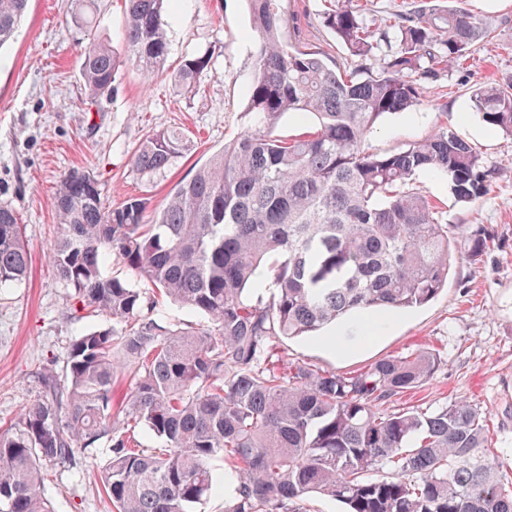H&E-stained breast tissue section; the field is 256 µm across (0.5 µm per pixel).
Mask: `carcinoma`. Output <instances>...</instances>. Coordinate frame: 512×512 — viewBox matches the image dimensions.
I'll return each instance as SVG.
<instances>
[{
	"instance_id": "cac0c4a2",
	"label": "carcinoma",
	"mask_w": 512,
	"mask_h": 512,
	"mask_svg": "<svg viewBox=\"0 0 512 512\" xmlns=\"http://www.w3.org/2000/svg\"><path fill=\"white\" fill-rule=\"evenodd\" d=\"M415 0L393 31L370 27L354 0H335L324 23L350 56L372 61L360 79L296 40L283 0H247L258 48L247 110L264 126L285 113L314 130L288 140L248 130L224 144L165 204L104 202L98 179L71 171L53 200L61 236L57 277L83 309L112 318L69 348L64 376L43 374V398L18 429L0 431V512H51L42 463L110 437L100 481L114 512H190L213 487V463L234 482L224 512H303L310 493L348 512H512V489L485 449L486 414L464 400L433 411L387 412L428 383L437 354L390 356L350 375L279 357L280 337L312 336L352 312L405 310L448 281L459 233L413 187L445 174L460 202L487 194L494 172L451 130L375 154L365 141L380 117L422 102L476 42L496 30L460 0ZM166 0H125L127 58L92 33L81 51L88 99L112 94L128 59L151 75L164 66ZM28 0H0V46L12 40ZM96 0H75L72 22L92 29ZM211 55L184 60L193 90ZM471 109L512 139V83L478 86ZM189 149L162 126L131 152V170L160 176ZM115 260L152 291L105 274ZM31 257L17 213L0 205V288L26 279ZM258 282L266 295L250 300ZM188 307L202 327H165L159 298ZM130 391L114 409L112 388ZM157 446L144 448L139 428ZM388 467L392 477L371 478Z\"/></svg>"
}]
</instances>
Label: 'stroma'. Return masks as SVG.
Masks as SVG:
<instances>
[{
    "instance_id": "35a3bbf8",
    "label": "stroma",
    "mask_w": 512,
    "mask_h": 512,
    "mask_svg": "<svg viewBox=\"0 0 512 512\" xmlns=\"http://www.w3.org/2000/svg\"><path fill=\"white\" fill-rule=\"evenodd\" d=\"M71 2L29 0L16 38L0 47V202L18 213L32 255L27 280L0 288V430L17 425L24 408L41 398L43 369L62 370L82 331L112 325L106 317L83 316L74 290L48 259L59 232L52 200L60 178L87 170L100 181L107 204L146 195L159 206L225 143L257 125L247 110L257 43L245 0H168L164 72L148 80L125 65L112 95L95 103L80 76L81 34L70 22ZM331 3L288 0L287 7L310 47L352 71L358 58L324 23ZM467 6L496 27L497 41L472 46L464 64L421 104L380 118L365 146L390 153L442 128L469 142L497 172L483 198L457 202L442 174H418L414 186L460 235L487 229L489 247L474 258L461 254L447 286L423 306L340 320L330 328L332 347L320 335L283 337L278 344L288 361L339 374L415 349L440 354L434 378L407 392L396 408L469 401L487 415L489 451L512 472V145L470 109L477 83L512 77V0H467ZM204 53L211 54L212 68L199 93L176 86L182 60ZM163 124L181 128L193 149L163 175L136 176L132 149ZM107 454L103 440L70 462L44 467L41 492L53 512H112L100 483Z\"/></svg>"
}]
</instances>
